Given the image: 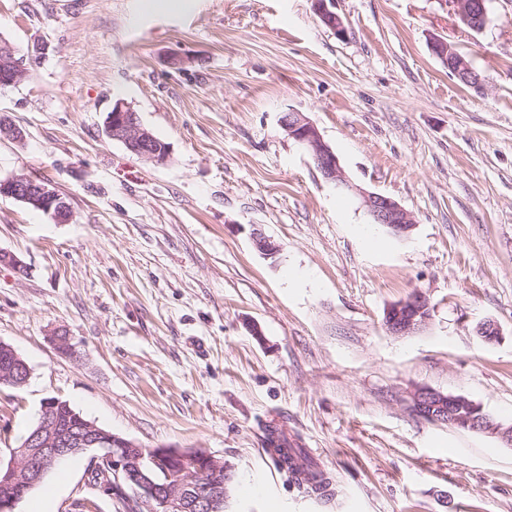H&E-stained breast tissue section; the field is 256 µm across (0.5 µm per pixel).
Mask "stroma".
<instances>
[{
  "label": "stroma",
  "mask_w": 512,
  "mask_h": 512,
  "mask_svg": "<svg viewBox=\"0 0 512 512\" xmlns=\"http://www.w3.org/2000/svg\"><path fill=\"white\" fill-rule=\"evenodd\" d=\"M0 0V36L46 54L0 89L23 143L0 179H49L60 223L0 196V340L26 387L0 386V460L42 404L148 448L204 449L233 468L225 512H512V447L420 418L410 393L463 395L512 424V0L482 31L450 0ZM471 61L464 86L429 48ZM123 100L165 164L110 139ZM303 113L355 185L415 220L377 228L281 124ZM259 227L280 247L262 255ZM430 318L395 336L414 293ZM494 321L500 335L478 334ZM66 331L77 356H59ZM334 478L323 503L280 469L269 431ZM88 457L55 468L48 512H119ZM429 46L433 55H435L443 64H445V66H450V68L453 71V74L457 77L458 80L459 78L463 79L468 84V86L473 88H480L482 86V80L479 73L474 69L471 62L468 61L466 58L465 61L478 74L475 73L473 70L463 71L461 70L460 66L456 69L451 65L453 64L454 58L458 56V53L448 44L447 41L440 37L433 36L429 40ZM448 72L452 74L451 71L448 70ZM459 81L462 84L466 85L461 80ZM429 317L428 302L422 295L414 294L390 306L384 314V323L393 335L409 336L419 331Z\"/></svg>",
  "instance_id": "obj_1"
}]
</instances>
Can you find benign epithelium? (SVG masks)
<instances>
[{
  "label": "benign epithelium",
  "mask_w": 512,
  "mask_h": 512,
  "mask_svg": "<svg viewBox=\"0 0 512 512\" xmlns=\"http://www.w3.org/2000/svg\"><path fill=\"white\" fill-rule=\"evenodd\" d=\"M329 0H315L320 20L337 34L345 33L343 20L328 7ZM462 22L470 29H480L486 19L484 0H452ZM429 46L445 66L453 64L458 53L444 39L433 36ZM47 45L36 43L27 51L6 42L0 45V87L24 81L28 66L45 54ZM288 136L311 155L325 180L341 190L353 191L374 223L401 236L415 224L413 216L395 200L383 194L355 187L346 177L338 157L325 143L318 128L300 112H289L281 119ZM108 137L121 142L131 153L164 164L169 159L168 146L158 140L140 121L138 114L123 101L112 105L106 118ZM24 140V133L8 116L0 114V140ZM0 196L21 201L52 215L59 222L72 218V209L61 193L46 179L19 175L0 180ZM257 249L273 258L279 246L258 229H252ZM430 317L426 299L414 294L390 306L384 314L387 330L396 336L419 331ZM30 368L18 352L0 340V385L24 387ZM413 411L420 417L452 428L489 433L512 446V425L505 426L485 413L482 407L462 395L444 394L418 387L411 394ZM67 411L68 424L59 413ZM90 454V462L105 463L112 478L99 482L109 496L117 491L136 501L144 512H224L226 477L231 467L223 459L202 449L172 446L146 448L141 444L99 427L72 410L68 402L51 399L43 403L41 416L20 447L11 450L7 464L0 463V512H16L18 503L38 487L46 474L59 462L74 454ZM170 475L165 482L154 477L153 468Z\"/></svg>",
  "instance_id": "7a95c632"
}]
</instances>
